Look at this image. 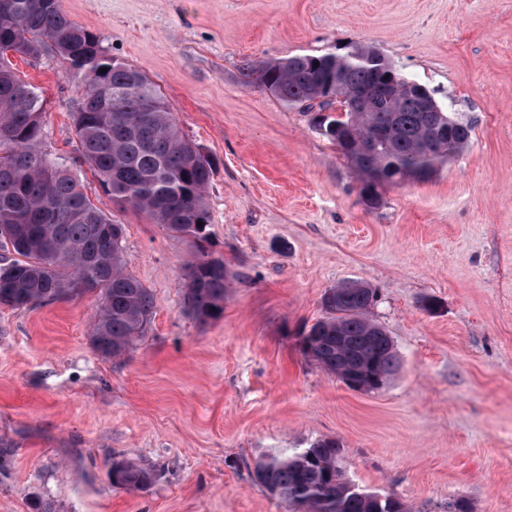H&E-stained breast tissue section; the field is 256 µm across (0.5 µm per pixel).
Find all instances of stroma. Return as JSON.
Here are the masks:
<instances>
[{
    "label": "stroma",
    "instance_id": "stroma-1",
    "mask_svg": "<svg viewBox=\"0 0 512 512\" xmlns=\"http://www.w3.org/2000/svg\"><path fill=\"white\" fill-rule=\"evenodd\" d=\"M143 70L183 133L220 161L207 189L224 313L184 302L190 242L105 195L80 157L81 100L51 50L10 55L40 92L42 149L125 226L153 316L119 358L91 342L95 295L0 306V512H284L255 457L320 438L359 488L412 512H512V0H59ZM369 43L472 127L428 180L367 207L309 114L245 86L244 61ZM365 281L402 362L376 392L301 352L322 296ZM136 458L153 484L110 475ZM154 480V473L130 460H121L112 465L113 483L128 491H139L149 487Z\"/></svg>",
    "mask_w": 512,
    "mask_h": 512
}]
</instances>
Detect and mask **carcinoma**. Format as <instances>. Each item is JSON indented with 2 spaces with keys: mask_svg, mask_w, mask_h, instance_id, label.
Masks as SVG:
<instances>
[{
  "mask_svg": "<svg viewBox=\"0 0 512 512\" xmlns=\"http://www.w3.org/2000/svg\"><path fill=\"white\" fill-rule=\"evenodd\" d=\"M47 47L81 84L71 118L84 162L112 200L190 239L197 257L185 270V303L202 323L219 319L229 272L206 248V190L217 159L183 135L145 74L106 54L97 35L70 20L59 0H0V243L13 255L0 263V305L19 309L94 293L101 304L91 344L107 357L125 355L153 315L152 294L124 269V225L91 202L69 167L38 148L41 95L5 54L37 57ZM243 76L245 85L312 113L313 128L350 163L369 208L380 204L383 186L430 178L471 141L470 125L438 103L424 108L431 92L409 85L372 45L249 60ZM341 94L363 106L334 115L344 106ZM376 300L364 282L326 290L325 316L299 333L303 354L338 378L367 368L373 388L385 387L401 360L385 327L369 318ZM342 452L339 442L325 438L265 453L256 458L253 476L285 512H411L392 494L353 484L339 464ZM153 480L151 469L133 461L112 464L120 488L139 491Z\"/></svg>",
  "mask_w": 512,
  "mask_h": 512,
  "instance_id": "carcinoma-1",
  "label": "carcinoma"
}]
</instances>
